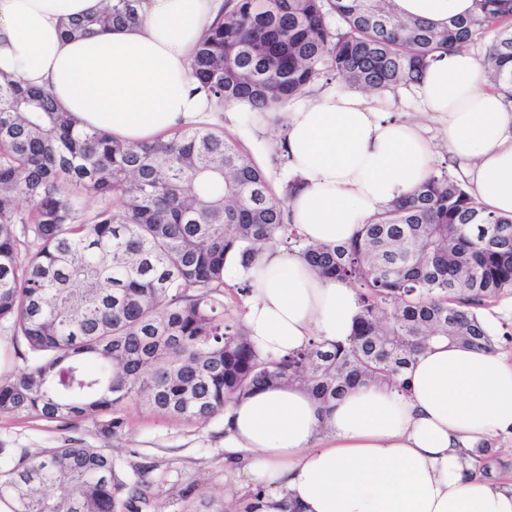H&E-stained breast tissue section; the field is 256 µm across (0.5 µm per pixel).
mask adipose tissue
Segmentation results:
<instances>
[{
	"mask_svg": "<svg viewBox=\"0 0 512 512\" xmlns=\"http://www.w3.org/2000/svg\"><path fill=\"white\" fill-rule=\"evenodd\" d=\"M435 24L477 11L476 0H392ZM102 0H0V78L46 88L62 111L118 141L147 142L202 121L208 91L189 76L218 0H142L137 24L67 37L65 25ZM427 130L391 111V91L339 86L285 112H228L233 129L285 161L300 182L288 200L303 241L339 245L434 172L445 151L475 200L512 215V98L490 87L480 58L455 50L411 90ZM224 280L249 281L243 323L256 346L282 357L312 342H344L359 307L349 284L324 277L285 245L250 265L227 257ZM406 388L349 390L330 409L290 386L258 389L230 406L224 445L248 453L254 483L298 512H512V480L478 472L488 439L512 436V359L439 344L419 354Z\"/></svg>",
	"mask_w": 512,
	"mask_h": 512,
	"instance_id": "1",
	"label": "adipose tissue"
}]
</instances>
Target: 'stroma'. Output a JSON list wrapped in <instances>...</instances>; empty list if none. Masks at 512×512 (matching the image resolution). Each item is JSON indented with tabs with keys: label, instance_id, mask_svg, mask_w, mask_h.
Instances as JSON below:
<instances>
[{
	"label": "stroma",
	"instance_id": "stroma-1",
	"mask_svg": "<svg viewBox=\"0 0 512 512\" xmlns=\"http://www.w3.org/2000/svg\"><path fill=\"white\" fill-rule=\"evenodd\" d=\"M119 415L122 433L106 438L95 418L64 428L35 417L0 413V447L35 453L72 439L108 448L127 482L136 481L137 469L146 470L149 503L142 512H234L236 500L246 493L238 475L248 455L225 451L223 416L186 422L136 399L123 404Z\"/></svg>",
	"mask_w": 512,
	"mask_h": 512
}]
</instances>
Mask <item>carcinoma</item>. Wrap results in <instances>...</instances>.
Masks as SVG:
<instances>
[{"instance_id":"1","label":"carcinoma","mask_w":512,"mask_h":512,"mask_svg":"<svg viewBox=\"0 0 512 512\" xmlns=\"http://www.w3.org/2000/svg\"><path fill=\"white\" fill-rule=\"evenodd\" d=\"M65 28L68 37L139 20L137 0ZM496 32L482 63L512 86V0H479L442 29L401 19L390 0H236L196 47L191 77L212 105L278 112L317 82L378 91L417 83L430 63ZM104 202L89 213L84 196ZM27 207H20V201ZM320 274L356 289L344 344L273 358L224 309V262L244 266L276 231ZM512 290V217L482 207L447 173L371 217L350 242L288 232L283 201L238 143L205 125L150 142L86 130L50 92L0 79V323L28 348L0 380V412L68 427L140 397L173 418L208 420L277 383L324 407L369 383L405 387L415 357L446 340L495 349L478 309ZM146 502L108 448H0L11 512H115ZM241 512H298L252 491Z\"/></svg>"}]
</instances>
